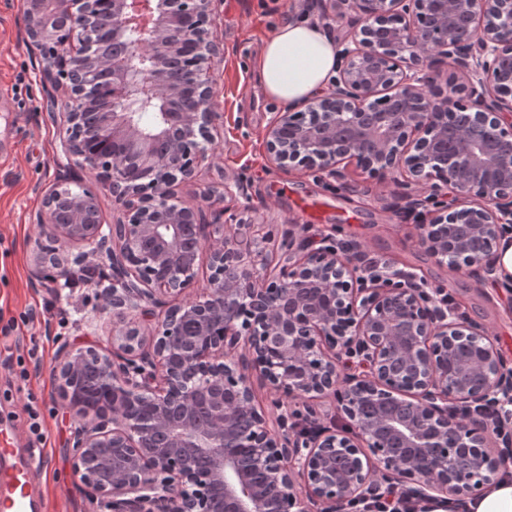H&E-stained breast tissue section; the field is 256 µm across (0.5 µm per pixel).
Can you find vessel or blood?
I'll list each match as a JSON object with an SVG mask.
<instances>
[{
	"instance_id": "1",
	"label": "vessel or blood",
	"mask_w": 512,
	"mask_h": 512,
	"mask_svg": "<svg viewBox=\"0 0 512 512\" xmlns=\"http://www.w3.org/2000/svg\"><path fill=\"white\" fill-rule=\"evenodd\" d=\"M0 455L13 460L10 469L0 473V512H48L47 502L33 488V477L44 467V457L31 448L18 451L6 438L0 440Z\"/></svg>"
}]
</instances>
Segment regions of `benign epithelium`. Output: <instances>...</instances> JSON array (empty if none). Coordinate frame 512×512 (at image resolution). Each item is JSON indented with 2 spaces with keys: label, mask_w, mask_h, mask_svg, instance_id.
Here are the masks:
<instances>
[{
  "label": "benign epithelium",
  "mask_w": 512,
  "mask_h": 512,
  "mask_svg": "<svg viewBox=\"0 0 512 512\" xmlns=\"http://www.w3.org/2000/svg\"><path fill=\"white\" fill-rule=\"evenodd\" d=\"M112 158L83 149L82 114L62 113L65 152L96 173V193L58 183L36 216L31 276L109 268L89 322L99 349L61 345L55 375L79 425L73 474L111 512H368L382 484L413 512L462 507L512 463V363L489 328L416 276L365 263L357 244L289 224L280 262L242 248L176 186L216 143L213 0H111ZM93 0H27L28 36ZM349 31L322 94L275 113L266 145L281 168L394 172L419 243L442 265L496 274L512 235V0H336ZM72 104L96 72L83 29L50 49ZM155 112L146 126L144 113ZM208 286L194 291L199 267ZM106 398L73 392L87 360ZM260 378L287 409L255 404ZM326 402L343 419L320 424ZM511 408L508 417L501 412Z\"/></svg>",
  "instance_id": "1"
}]
</instances>
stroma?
Listing matches in <instances>:
<instances>
[{
    "label": "stroma",
    "instance_id": "35a3bbf8",
    "mask_svg": "<svg viewBox=\"0 0 512 512\" xmlns=\"http://www.w3.org/2000/svg\"><path fill=\"white\" fill-rule=\"evenodd\" d=\"M24 7V0H0V89L13 98L4 108L6 123H0V141L13 146L0 160V417L11 416L19 442H27L25 404L35 396L50 453L35 486L50 512H108L83 493L73 475L77 421L60 398L52 372L61 344L85 348L95 343L82 320L102 300L94 285L66 288L52 280L35 283L30 276L39 232L35 215L43 196L65 179L91 187L96 181L61 147L50 115L67 111L69 101L44 73L43 54L24 29ZM304 18L321 22L332 36L341 29L334 11L324 10L319 0H217L213 31L224 47L223 57L213 63L219 137L198 179L177 186L179 197L206 211L221 206L225 183L244 178L248 209L243 217L268 256L277 257L289 224L307 225L319 239L329 235L358 244L377 264L421 276L428 287L461 301L463 311L491 327L502 353L512 360V295L501 281L450 272L425 253L415 222L396 211L393 175L351 167L339 185L325 172L283 170L269 158L265 134L278 107L254 79L253 59L279 26ZM22 313L28 323L11 327V319ZM23 369L28 377H20Z\"/></svg>",
    "mask_w": 512,
    "mask_h": 512
}]
</instances>
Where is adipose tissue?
Returning a JSON list of instances; mask_svg holds the SVG:
<instances>
[{"mask_svg":"<svg viewBox=\"0 0 512 512\" xmlns=\"http://www.w3.org/2000/svg\"><path fill=\"white\" fill-rule=\"evenodd\" d=\"M335 67V42L324 27L306 19L278 28L254 60L263 94L283 106L306 101L327 87Z\"/></svg>","mask_w":512,"mask_h":512,"instance_id":"ef3b65f1","label":"adipose tissue"}]
</instances>
